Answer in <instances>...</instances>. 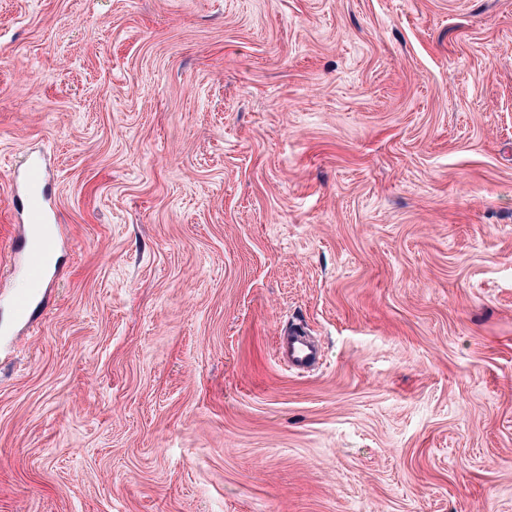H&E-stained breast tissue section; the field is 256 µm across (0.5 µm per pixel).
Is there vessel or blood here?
<instances>
[{
	"mask_svg": "<svg viewBox=\"0 0 512 512\" xmlns=\"http://www.w3.org/2000/svg\"><path fill=\"white\" fill-rule=\"evenodd\" d=\"M48 164L43 156H29L21 169L10 176L15 193L16 222L20 228L19 251L24 266L32 276L47 275L54 257L56 237L42 231L45 224L55 217V207L45 191ZM43 299L34 293H16L10 300L13 320L16 324L30 325L36 313L42 308ZM290 368L305 370L321 363L324 353L319 344L310 336L295 331L284 338L279 347Z\"/></svg>",
	"mask_w": 512,
	"mask_h": 512,
	"instance_id": "obj_1",
	"label": "vessel or blood"
}]
</instances>
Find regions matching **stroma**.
<instances>
[{
  "instance_id": "35a3bbf8",
  "label": "stroma",
  "mask_w": 512,
  "mask_h": 512,
  "mask_svg": "<svg viewBox=\"0 0 512 512\" xmlns=\"http://www.w3.org/2000/svg\"><path fill=\"white\" fill-rule=\"evenodd\" d=\"M0 512H512V0H0ZM48 164L41 155H30L24 166L11 173L10 184L15 193L16 223L20 228L18 251L28 273L44 278L54 257L55 236L41 231L55 217V207L45 191ZM44 304L43 298L34 293H15L10 300L13 321L16 324L29 326L36 313ZM279 351L287 359L290 368L305 370L323 361L324 352L319 344L306 333L294 331L280 343Z\"/></svg>"
}]
</instances>
